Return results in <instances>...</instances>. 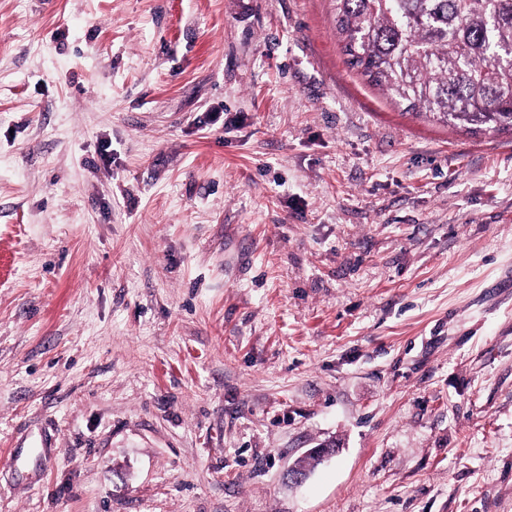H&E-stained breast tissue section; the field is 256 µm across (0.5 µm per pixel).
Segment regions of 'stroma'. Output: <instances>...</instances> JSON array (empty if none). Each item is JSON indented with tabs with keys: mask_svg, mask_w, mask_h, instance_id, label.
Wrapping results in <instances>:
<instances>
[{
	"mask_svg": "<svg viewBox=\"0 0 512 512\" xmlns=\"http://www.w3.org/2000/svg\"><path fill=\"white\" fill-rule=\"evenodd\" d=\"M0 512H512V130L335 0H0Z\"/></svg>",
	"mask_w": 512,
	"mask_h": 512,
	"instance_id": "stroma-1",
	"label": "stroma"
}]
</instances>
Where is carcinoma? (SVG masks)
Listing matches in <instances>:
<instances>
[{
  "instance_id": "carcinoma-1",
  "label": "carcinoma",
  "mask_w": 512,
  "mask_h": 512,
  "mask_svg": "<svg viewBox=\"0 0 512 512\" xmlns=\"http://www.w3.org/2000/svg\"><path fill=\"white\" fill-rule=\"evenodd\" d=\"M350 69L439 123L512 128V0H336Z\"/></svg>"
}]
</instances>
